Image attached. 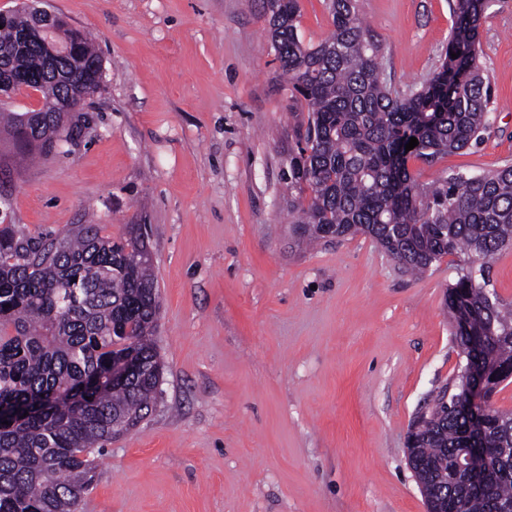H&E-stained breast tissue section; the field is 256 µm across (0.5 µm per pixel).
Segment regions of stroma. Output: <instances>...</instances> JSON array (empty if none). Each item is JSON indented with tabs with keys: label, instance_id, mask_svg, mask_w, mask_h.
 I'll list each match as a JSON object with an SVG mask.
<instances>
[{
	"label": "stroma",
	"instance_id": "1",
	"mask_svg": "<svg viewBox=\"0 0 512 512\" xmlns=\"http://www.w3.org/2000/svg\"><path fill=\"white\" fill-rule=\"evenodd\" d=\"M89 32L102 88L49 156L0 132V192L26 232L150 227L157 402L96 457L77 512H426L406 440L460 361L450 255L403 273L369 237L306 247L284 172L304 114L262 0H50ZM456 0H359L393 87L440 66ZM482 142L420 183L512 164V0H489Z\"/></svg>",
	"mask_w": 512,
	"mask_h": 512
}]
</instances>
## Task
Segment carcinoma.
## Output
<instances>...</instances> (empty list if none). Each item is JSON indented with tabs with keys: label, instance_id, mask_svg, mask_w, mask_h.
I'll use <instances>...</instances> for the list:
<instances>
[{
	"label": "carcinoma",
	"instance_id": "1",
	"mask_svg": "<svg viewBox=\"0 0 512 512\" xmlns=\"http://www.w3.org/2000/svg\"><path fill=\"white\" fill-rule=\"evenodd\" d=\"M263 9L275 60L307 113L284 173L299 238L320 242L324 227L338 239L364 234L415 275L458 256L448 307L460 344L484 337L482 391L491 398L512 378V305L483 291L490 263L512 249V166L426 187L408 166L477 144L489 126L478 53L485 0H457L440 69L405 91L382 77L357 0H328L331 30L316 43L300 29L299 0H263ZM54 26L39 40L24 10L0 26V77L31 79L44 99L41 112L9 113L4 130L44 156L79 135L84 113L68 102L91 100L103 74L88 34L59 17ZM412 137L418 146L407 152ZM159 315L146 225L115 238L98 224L56 236L0 225V512H74L95 476L93 450L151 411L163 370ZM419 423L420 465L448 480L442 512H512V411L483 410L480 447L496 462L477 491L447 479L470 420L444 410Z\"/></svg>",
	"mask_w": 512,
	"mask_h": 512
}]
</instances>
